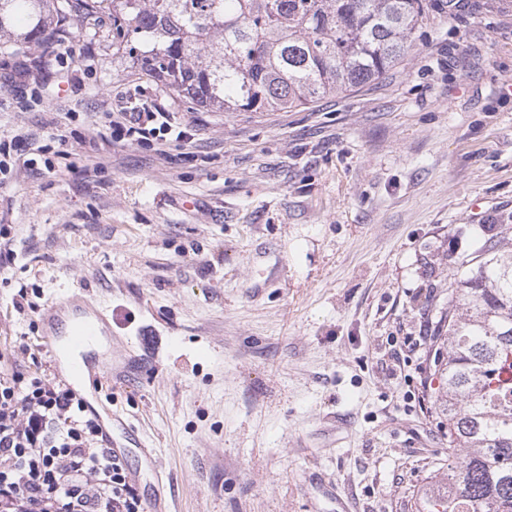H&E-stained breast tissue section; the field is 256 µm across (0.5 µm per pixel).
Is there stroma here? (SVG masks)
Returning <instances> with one entry per match:
<instances>
[{
  "label": "stroma",
  "mask_w": 512,
  "mask_h": 512,
  "mask_svg": "<svg viewBox=\"0 0 512 512\" xmlns=\"http://www.w3.org/2000/svg\"><path fill=\"white\" fill-rule=\"evenodd\" d=\"M154 99L188 150L113 142ZM0 180L17 259L0 350L52 371L34 309L112 315L100 392L169 512H418L448 473L429 400L448 285L512 213V0H462L380 82L292 112H211L112 59V20L0 40ZM67 156H60V149ZM153 448L147 468L136 447ZM28 139V135L18 133L10 141H0V173L6 174V172H11L17 166L19 156L18 150L14 149L15 144L19 142L26 143Z\"/></svg>",
  "instance_id": "stroma-1"
}]
</instances>
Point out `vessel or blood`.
<instances>
[{"label": "vessel or blood", "mask_w": 512, "mask_h": 512, "mask_svg": "<svg viewBox=\"0 0 512 512\" xmlns=\"http://www.w3.org/2000/svg\"><path fill=\"white\" fill-rule=\"evenodd\" d=\"M43 348L55 366L57 381L73 389L75 381H84L81 394L89 411L95 412L103 433H111L116 415L98 408V384L111 376L95 350L97 340L110 332L105 309L79 294L53 302L37 313Z\"/></svg>", "instance_id": "1"}]
</instances>
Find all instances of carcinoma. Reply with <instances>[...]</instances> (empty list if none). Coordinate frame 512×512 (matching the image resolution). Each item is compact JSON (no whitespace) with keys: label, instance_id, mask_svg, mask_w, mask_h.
Wrapping results in <instances>:
<instances>
[{"label":"carcinoma","instance_id":"cac0c4a2","mask_svg":"<svg viewBox=\"0 0 512 512\" xmlns=\"http://www.w3.org/2000/svg\"><path fill=\"white\" fill-rule=\"evenodd\" d=\"M449 0H0L22 51L111 11L112 56L218 112H288L378 81ZM435 354L448 482L426 512H512V241L458 274Z\"/></svg>","mask_w":512,"mask_h":512}]
</instances>
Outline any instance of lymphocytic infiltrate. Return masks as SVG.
<instances>
[{
  "instance_id": "lymphocytic-infiltrate-1",
  "label": "lymphocytic infiltrate",
  "mask_w": 512,
  "mask_h": 512,
  "mask_svg": "<svg viewBox=\"0 0 512 512\" xmlns=\"http://www.w3.org/2000/svg\"><path fill=\"white\" fill-rule=\"evenodd\" d=\"M110 127L116 142H190L170 112H121ZM0 512H144L96 417L38 369L0 371Z\"/></svg>"
}]
</instances>
